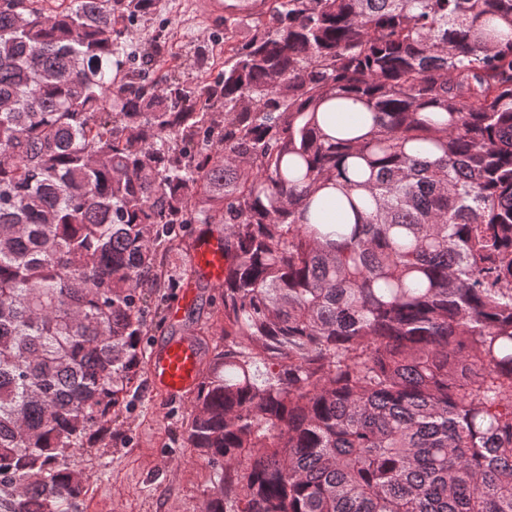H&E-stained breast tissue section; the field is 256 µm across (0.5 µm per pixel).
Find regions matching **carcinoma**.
<instances>
[{
	"mask_svg": "<svg viewBox=\"0 0 512 512\" xmlns=\"http://www.w3.org/2000/svg\"><path fill=\"white\" fill-rule=\"evenodd\" d=\"M46 2L0 6V512L77 507L194 224L228 262L205 512H512V0H272L157 86L123 40L157 0ZM328 186L356 223H310ZM334 106L335 111L338 108L344 112H350L354 110V105L350 100H333L331 102L326 103L320 109V122L324 129V131L333 136V137H357L362 136L369 132L371 128V119L367 113L365 114L364 119L357 125L351 126L349 130H345L340 124H338L335 120V114H339V112L331 113L334 114V117L330 115L321 116V114H330V112H325L329 107ZM334 119V120H333Z\"/></svg>",
	"mask_w": 512,
	"mask_h": 512,
	"instance_id": "obj_1",
	"label": "carcinoma"
}]
</instances>
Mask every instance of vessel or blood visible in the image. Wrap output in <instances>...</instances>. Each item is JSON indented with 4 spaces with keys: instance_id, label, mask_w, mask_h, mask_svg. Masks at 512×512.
Wrapping results in <instances>:
<instances>
[{
    "instance_id": "obj_1",
    "label": "vessel or blood",
    "mask_w": 512,
    "mask_h": 512,
    "mask_svg": "<svg viewBox=\"0 0 512 512\" xmlns=\"http://www.w3.org/2000/svg\"><path fill=\"white\" fill-rule=\"evenodd\" d=\"M197 14L209 22L225 16L263 17L269 12L270 0H193ZM198 276L211 284L224 281L227 262L214 237L197 240L191 257ZM152 381L168 398L181 399L196 391L202 374V353L198 342L187 336L172 338L155 348L149 359Z\"/></svg>"
}]
</instances>
